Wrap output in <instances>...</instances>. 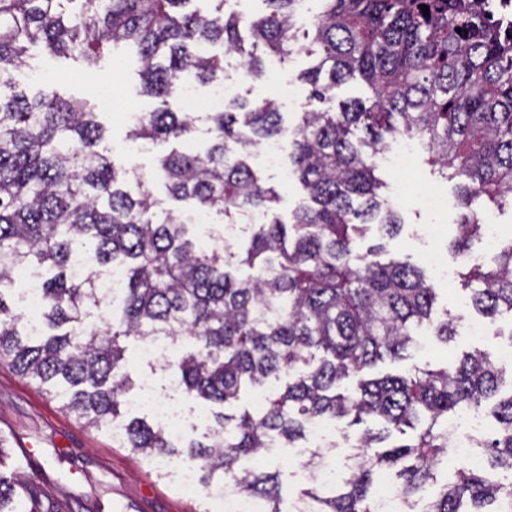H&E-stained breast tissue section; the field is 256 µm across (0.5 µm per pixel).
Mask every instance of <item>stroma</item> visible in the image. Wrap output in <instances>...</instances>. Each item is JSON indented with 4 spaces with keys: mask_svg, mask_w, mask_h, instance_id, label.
I'll use <instances>...</instances> for the list:
<instances>
[{
    "mask_svg": "<svg viewBox=\"0 0 512 512\" xmlns=\"http://www.w3.org/2000/svg\"><path fill=\"white\" fill-rule=\"evenodd\" d=\"M29 55L33 73L20 80V90L29 95L41 89L54 90L65 97L88 101L109 130L105 148L128 167L143 173L155 169L163 144L137 150L125 139L127 111L149 112L159 105L157 99L142 93L135 57L117 50L85 74L78 63L49 55L41 47L30 48ZM309 65V58L303 54L286 63L267 58L266 74L257 81L241 83L239 94L249 99L269 95L276 81L296 78ZM112 88L119 90L122 107L107 103L104 92ZM426 159V153H419L421 178L436 184L451 202L446 211L432 215L421 209L413 195H406L399 205L403 227L387 242L389 256L416 265L421 262L426 224L436 221L447 225L452 238L459 233V209L452 202L455 185L433 175ZM251 164L262 179L276 186L281 195L278 210L282 216H289L304 200L305 192L298 182L283 180L288 160L271 167L258 150ZM489 324L487 335L473 336L463 330L446 344L432 340L425 346L408 348L403 359L378 363L374 372L405 374L417 367L436 370L456 362L463 353L494 351L512 343V312L502 311ZM303 461L296 449L282 447L244 461L243 466L279 473L282 500L287 503L308 486ZM169 470L168 463L122 447L113 439L111 429L88 425L38 381L0 365V472L23 484L38 480L41 498L53 512H224L223 499L202 487L186 491Z\"/></svg>",
    "mask_w": 512,
    "mask_h": 512,
    "instance_id": "stroma-1",
    "label": "stroma"
}]
</instances>
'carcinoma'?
Segmentation results:
<instances>
[{
  "mask_svg": "<svg viewBox=\"0 0 512 512\" xmlns=\"http://www.w3.org/2000/svg\"><path fill=\"white\" fill-rule=\"evenodd\" d=\"M78 2L67 14L61 0H0V364L39 381L90 424L109 426L133 388L126 343L189 337L186 349L149 368L167 372L179 393L220 407L208 441L181 450L165 427L131 417L124 447L150 459L175 456L197 469L200 483L229 482L265 512H282L279 474L241 471L238 461L277 440L294 444L317 420L352 427L370 419L380 428L358 435L355 466L340 487L328 478V452H314L305 463L311 487L291 512H374L382 471L395 473L412 506L448 454V415L487 403L497 427L475 448L489 469L512 471V391L500 394L493 353L364 378L378 362L403 358L423 328L452 341L461 318L433 320L436 291L421 268L371 259L385 244L356 251L371 225L392 238L403 221L383 197L371 157L352 140L360 128L362 145L375 151L390 138L416 136L441 177L461 179L460 234L450 248L461 257L470 305L488 317L512 312V246L493 268L469 253L481 234L474 202L512 203V32L485 21L481 0H317L320 11L302 35V0H260L264 10L249 19L226 10L229 0H214L206 13L188 9L195 0ZM216 43L242 58L250 79L265 75L261 50L282 62L306 53L312 64L299 80L322 104L299 113L286 144L310 199L286 220L276 212L278 192L249 163L282 132L271 100L229 101L206 113L204 154L173 149L158 158L172 200L250 224L247 246L227 255L222 246L199 247L182 214L159 208L142 175L99 150L106 129L98 113L55 93L29 97L16 82L30 44L74 58L86 72L110 50L132 49L143 93L161 106L132 121L126 138L177 140L194 116L171 111L167 98L185 76L224 77V55L203 49ZM357 76L375 93L371 105L324 107ZM235 265L253 274L239 278ZM111 267L124 274L114 290L102 282ZM22 270L39 276L33 314L13 288ZM271 377L288 378L282 394L257 411L225 412ZM351 377L357 390L339 392ZM417 424L419 434L393 440ZM455 477L421 512H512V484L463 466ZM18 499L14 479L0 475V512H19Z\"/></svg>",
  "mask_w": 512,
  "mask_h": 512,
  "instance_id": "carcinoma-1",
  "label": "carcinoma"
}]
</instances>
